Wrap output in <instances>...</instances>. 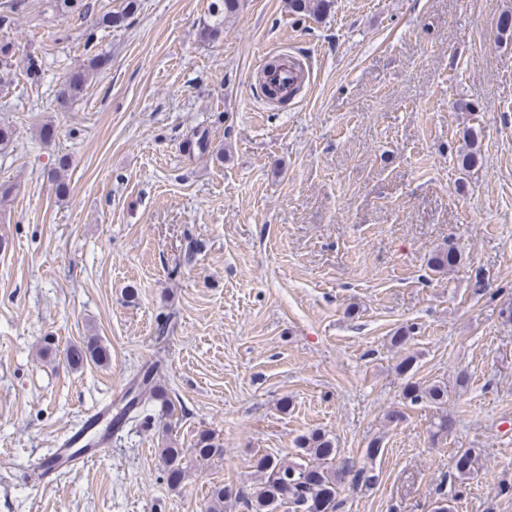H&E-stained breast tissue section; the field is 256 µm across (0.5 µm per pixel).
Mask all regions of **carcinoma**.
<instances>
[{
  "label": "carcinoma",
  "mask_w": 512,
  "mask_h": 512,
  "mask_svg": "<svg viewBox=\"0 0 512 512\" xmlns=\"http://www.w3.org/2000/svg\"><path fill=\"white\" fill-rule=\"evenodd\" d=\"M53 9L62 16H87L91 12L86 0H51ZM27 7V0H11L0 12V30L8 32L16 25L17 16ZM138 0H123L122 8L100 15L96 24L100 27L120 28L138 11ZM289 8L295 13L318 16L331 8V0H289ZM238 10V0H212L210 16L212 20L202 23L200 36L205 40L218 37L224 25V15ZM25 75L36 83L43 75V58L35 51H29L21 58ZM108 64L104 54H97L87 63L71 70L61 84L59 97L62 103L78 98L85 90L93 75ZM186 148L201 154L211 152V133L208 127L199 124L186 141ZM462 259V250L453 243L448 249L431 258L432 267L438 272L448 270ZM110 354L99 339L90 336L79 344L69 346L65 359L69 365L78 368L91 361L95 364L108 363ZM448 398V386L440 381L420 383L409 380L403 388V399L411 405L430 403L443 404ZM149 400L161 401V407L172 411L174 403L157 392L150 369L143 370L136 382L126 391L117 407L115 419L123 424L138 417L140 409ZM224 454V449L206 432L198 435L193 448L186 450L173 446L169 441L159 449L164 471L173 485L181 484L192 465L208 462L212 457ZM337 448L327 433L314 430L297 440L296 459L285 460L272 455H263L255 462L257 481L247 491H233L224 486H215L204 512H224V500L231 497L246 509V512H300L302 504L310 499H318L324 505L323 512H338L339 489L347 477L356 483L366 479L364 472L355 474L344 466L334 463ZM481 453L474 448H462L455 454L454 467L458 478L465 480L477 472Z\"/></svg>",
  "instance_id": "cac0c4a2"
}]
</instances>
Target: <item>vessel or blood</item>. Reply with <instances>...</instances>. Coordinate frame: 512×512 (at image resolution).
<instances>
[{
  "mask_svg": "<svg viewBox=\"0 0 512 512\" xmlns=\"http://www.w3.org/2000/svg\"><path fill=\"white\" fill-rule=\"evenodd\" d=\"M299 77L298 66L293 59L282 60L280 65L268 71L266 79L283 91H290ZM112 402H105L86 415L82 426L60 440L51 461L38 469L37 478L42 482H52L59 473L86 466L98 459L109 443V437L101 433L102 426L112 415Z\"/></svg>",
  "mask_w": 512,
  "mask_h": 512,
  "instance_id": "vessel-or-blood-1",
  "label": "vessel or blood"
}]
</instances>
